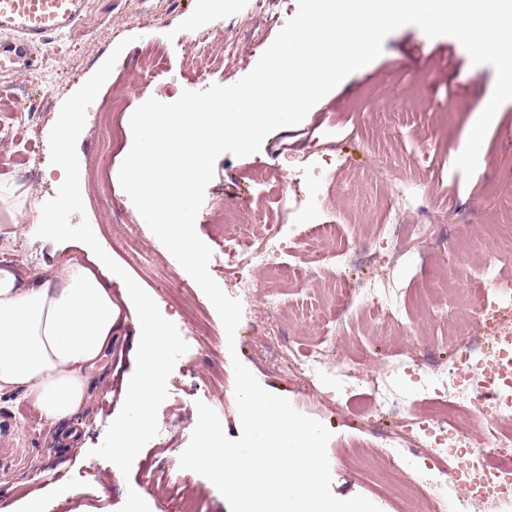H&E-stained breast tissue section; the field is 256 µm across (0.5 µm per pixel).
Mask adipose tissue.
<instances>
[{"label":"adipose tissue","instance_id":"1","mask_svg":"<svg viewBox=\"0 0 512 512\" xmlns=\"http://www.w3.org/2000/svg\"><path fill=\"white\" fill-rule=\"evenodd\" d=\"M82 121L81 113L69 112L47 131L58 148L64 195L74 204L82 199V179L70 167L67 142ZM29 231L63 237L67 227L36 203L0 226L9 240ZM132 305L138 313L130 319L124 310ZM166 330L153 301L105 255L70 257L47 275L0 266V396L32 400L50 424L74 419L89 404L94 375L115 341L128 340L136 368L122 377L112 425V469L122 472L153 429L174 344Z\"/></svg>","mask_w":512,"mask_h":512}]
</instances>
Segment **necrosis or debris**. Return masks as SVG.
I'll list each match as a JSON object with an SVG mask.
<instances>
[{
    "label": "necrosis or debris",
    "mask_w": 512,
    "mask_h": 512,
    "mask_svg": "<svg viewBox=\"0 0 512 512\" xmlns=\"http://www.w3.org/2000/svg\"><path fill=\"white\" fill-rule=\"evenodd\" d=\"M402 205L391 200L385 209L383 234L398 254L420 249L424 227L402 222ZM280 247L277 235H247L226 241L224 259L236 264L248 261L267 270L274 266ZM360 299L384 311L394 323H404L397 287L393 279L367 284ZM512 305V289L495 299L488 293L476 297L475 332L456 337L455 356L445 369L420 372L412 380L413 391L434 398L426 416H413L403 435L412 452H426L433 465L448 474V485H437L423 498L421 512H460L465 503L495 501L512 506V331L505 311ZM330 341L307 349L289 351L288 372L313 386L325 371ZM468 415L471 433L455 425L457 415ZM493 448L496 463H488L483 447Z\"/></svg>",
    "instance_id": "4bbe7bcc"
}]
</instances>
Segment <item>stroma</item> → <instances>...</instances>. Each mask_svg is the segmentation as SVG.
Wrapping results in <instances>:
<instances>
[{
	"label": "stroma",
	"instance_id": "obj_1",
	"mask_svg": "<svg viewBox=\"0 0 512 512\" xmlns=\"http://www.w3.org/2000/svg\"><path fill=\"white\" fill-rule=\"evenodd\" d=\"M224 2L218 17L205 12L203 0H86L77 23L40 48L37 66L0 71V90L8 92L0 97V178L16 188L9 208H0V221L8 220L9 209L36 200L70 227L58 239L34 232L14 240L0 237V265L39 273L78 255L84 236L92 235L95 249L152 296L176 338L152 433L122 473L112 469V419L120 411V378L135 368L129 347H113L86 412L75 420L50 426L26 401L0 397V417L13 423L11 445L22 451L17 464H0V506L39 490L54 503L49 512H132L140 500L151 512H230L212 482L180 469L178 458L190 442L200 401L216 411L230 439L240 438L232 367L237 358L264 389L331 431L327 455L336 497L362 496L381 512H402L397 495L381 491L354 466L358 458L376 464L394 457L402 445L397 415L378 408L370 418L360 417L371 390L364 383L343 387L333 363L315 387L303 390L284 366L288 348L332 336L338 352L357 358L363 371L391 370L425 352L433 362L447 363L454 351L443 326L428 321L419 297L447 304L450 315L465 319L468 311L450 304L441 290V275L473 288L493 268L512 281V262L502 260L486 232L512 215V101L500 107L488 130L483 165L464 178L451 156L462 145L479 98L493 91L495 72L472 65L455 38H430L405 25L386 37L367 71L320 100L302 122L270 133L257 153L217 159L196 218V232L212 250L209 272L230 297H239L241 281L252 279L279 301L269 335L255 334L250 326L264 314L256 298L243 309L235 348L225 349L212 303L173 264L119 183L132 145L131 112L151 97L171 102L185 90L236 83L298 9L297 0H286L279 20L265 21L246 13L244 0ZM219 27L225 38L236 40L238 56L200 77L192 57L199 40ZM149 55L162 58L161 68L142 70ZM90 84L94 93L84 95ZM110 98L122 108L113 112L111 125H97L93 116ZM73 108L87 115L68 144L73 167L88 183L75 206L63 196L57 152L46 137L48 126ZM279 152L321 170L334 190L330 199L310 207L314 185L286 170L267 183L270 159ZM281 187L298 202L295 213L275 203ZM399 189L407 194L404 223L427 227L411 260L397 258L384 241L366 238V225L379 223ZM227 207L248 220L252 232L281 225L287 246L279 255L278 280L225 265L224 241L239 230L216 222L215 212ZM390 267L409 298L411 319L404 329L355 296Z\"/></svg>",
	"mask_w": 512,
	"mask_h": 512
}]
</instances>
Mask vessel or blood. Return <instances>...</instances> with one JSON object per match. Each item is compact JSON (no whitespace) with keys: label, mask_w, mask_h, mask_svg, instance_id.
Listing matches in <instances>:
<instances>
[{"label":"vessel or blood","mask_w":512,"mask_h":512,"mask_svg":"<svg viewBox=\"0 0 512 512\" xmlns=\"http://www.w3.org/2000/svg\"><path fill=\"white\" fill-rule=\"evenodd\" d=\"M82 10L83 0H0V69L33 67L35 51L67 31Z\"/></svg>","instance_id":"b4317fda"}]
</instances>
